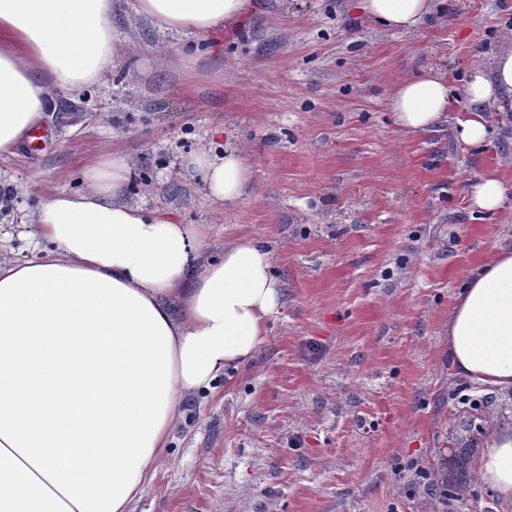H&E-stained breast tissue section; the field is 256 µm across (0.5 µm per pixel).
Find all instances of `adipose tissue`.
Returning <instances> with one entry per match:
<instances>
[{
  "label": "adipose tissue",
  "instance_id": "obj_1",
  "mask_svg": "<svg viewBox=\"0 0 512 512\" xmlns=\"http://www.w3.org/2000/svg\"><path fill=\"white\" fill-rule=\"evenodd\" d=\"M437 0H358L363 15L403 34ZM116 0H0V156L45 118L60 95L102 82L122 48ZM249 0H136L161 30L209 33ZM455 120L481 147L491 113L512 112V48L475 63ZM448 80L431 68L396 79L395 122L409 134L447 118ZM190 166L221 207L246 195L249 155L203 149ZM132 173L103 150L86 187L43 200L31 257L0 260V512H131L156 474L187 402L246 365L280 307L281 283L262 243L210 251V227L177 224L118 202ZM453 377L512 392V234L470 272L448 316ZM476 483L512 512V423L486 432Z\"/></svg>",
  "mask_w": 512,
  "mask_h": 512
}]
</instances>
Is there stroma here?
I'll list each match as a JSON object with an SVG mask.
<instances>
[{"label":"stroma","mask_w":512,"mask_h":512,"mask_svg":"<svg viewBox=\"0 0 512 512\" xmlns=\"http://www.w3.org/2000/svg\"><path fill=\"white\" fill-rule=\"evenodd\" d=\"M134 5L112 15L128 50L103 83L57 98L45 139L0 158V259L30 256L32 212L82 191L107 147L134 162L123 202L212 225L215 252L268 243L282 298L253 359L189 402L133 512H500L473 471L512 393L450 378L448 315L512 230L511 205L481 212L470 193L491 173L512 192V125L480 149L448 123L407 135L390 97L437 66L465 111L462 78L507 46L512 0H440L409 35L365 22L356 0H250L203 36L159 31ZM227 141L252 177L221 210L182 161Z\"/></svg>","instance_id":"obj_1"}]
</instances>
